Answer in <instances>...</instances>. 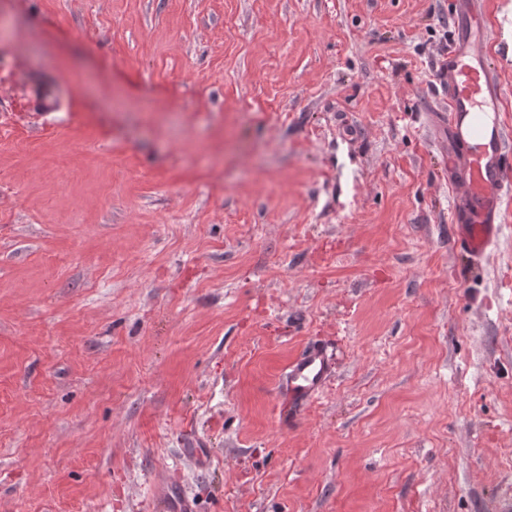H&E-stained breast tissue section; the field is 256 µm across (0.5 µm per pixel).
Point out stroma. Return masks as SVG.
<instances>
[{
	"label": "stroma",
	"mask_w": 512,
	"mask_h": 512,
	"mask_svg": "<svg viewBox=\"0 0 512 512\" xmlns=\"http://www.w3.org/2000/svg\"><path fill=\"white\" fill-rule=\"evenodd\" d=\"M482 5L512 133V0ZM453 24L0 0V512H153L168 483L198 512H512V192L470 263L432 121ZM314 342L335 372L284 419Z\"/></svg>",
	"instance_id": "35a3bbf8"
}]
</instances>
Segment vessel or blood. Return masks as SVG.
<instances>
[{
    "mask_svg": "<svg viewBox=\"0 0 512 512\" xmlns=\"http://www.w3.org/2000/svg\"><path fill=\"white\" fill-rule=\"evenodd\" d=\"M456 20L450 45L439 62L440 81L448 108L441 127L448 141L451 164L448 184L454 190L450 221L456 245L472 262H479L502 232V199L511 185L506 169V130L500 124L505 91L495 79L481 50L490 25L480 0H454ZM334 362L327 349L313 344L289 365L285 383L288 401L298 406L317 399ZM158 512H196L184 489L164 487Z\"/></svg>",
    "mask_w": 512,
    "mask_h": 512,
    "instance_id": "b4317fda",
    "label": "vessel or blood"
}]
</instances>
